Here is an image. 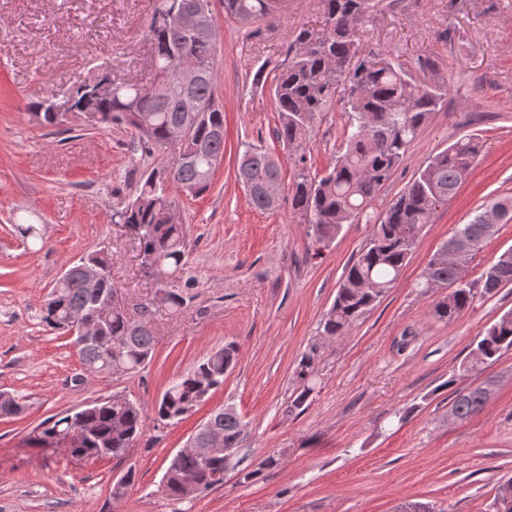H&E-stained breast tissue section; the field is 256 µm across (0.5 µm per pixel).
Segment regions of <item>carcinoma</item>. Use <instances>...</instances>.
Instances as JSON below:
<instances>
[{
	"label": "carcinoma",
	"instance_id": "cac0c4a2",
	"mask_svg": "<svg viewBox=\"0 0 512 512\" xmlns=\"http://www.w3.org/2000/svg\"><path fill=\"white\" fill-rule=\"evenodd\" d=\"M224 15L242 26H251L282 10L286 0H223ZM326 19L321 30L298 29L288 48V63L265 73L257 69L253 85L269 89L274 97L278 126L275 135L289 151L295 168L289 188L292 213L308 224L309 235L318 248L330 245L344 225L367 215L371 201L402 162L409 146L431 113L447 95L444 84H428L415 79L403 66L389 60L379 67L370 63L373 51L365 48L358 27L377 14V0H321ZM151 68L164 72L159 89L145 91L139 83L107 73L112 91L104 96L89 94L75 85L74 112H93L97 125L124 123L134 130V143L141 151L156 154V166L143 171L134 196L122 202L112 219L134 231L137 250L160 265L172 281H180L189 256V234L184 224H167L166 210L177 206L171 191L199 196L212 182L213 173L224 157V107L216 101L215 50L217 26L211 33L192 36L177 29L167 30L152 19L148 30ZM178 46L196 59L202 77L192 92L202 102L185 143L170 140L173 126L183 121L179 100L183 92L177 76V62L171 48ZM349 105L348 129L336 161L318 175L311 171L304 145L322 113L336 99ZM41 125L57 128L66 124L43 103L32 105ZM482 145L475 137H463L432 156L373 224L372 232L356 259L345 270L333 304L321 319L317 335L300 356L295 375L298 387L288 401V411L303 412L312 400L319 379L325 343L345 335L363 321L382 301L409 262L420 232L432 222L437 208L454 196L480 155ZM281 178L279 163L262 147L248 145L238 155L236 179L248 184L252 206L272 211L266 186ZM498 231L488 222L486 212L460 225L430 258L422 279L416 283L421 293L437 288L451 291L436 300L431 314L451 323L467 310L476 294H491L512 285V249L501 253L483 272L480 288L462 280V272L473 256ZM104 272L98 287L85 282L84 264ZM109 247L105 246L71 266L55 281L41 313V323L51 331H70L68 318L80 313L102 335L125 341L118 351H109L95 342L78 348L84 368L93 375H131L151 360L155 336L150 309L133 321L124 304L115 297ZM512 350V311L503 313L472 346L459 369L481 373L500 356ZM237 346L231 342L210 352L191 372L175 380L154 407L155 420L172 425L182 420L224 384V375L236 363ZM489 399L486 387L459 391L451 413L464 419L480 412ZM25 403L17 396L0 393V416H18ZM147 414L129 398H97L83 408L42 422L28 439L35 448L65 446L78 460L121 458L145 435ZM207 423L219 434L224 447L206 461L187 454L169 463L162 491L173 500L194 499L224 484V449L238 448L243 432L237 411L211 413ZM88 432L78 443L68 442L71 433ZM282 454L272 453L245 470L243 482L259 479L264 471L276 468Z\"/></svg>",
	"mask_w": 512,
	"mask_h": 512
}]
</instances>
